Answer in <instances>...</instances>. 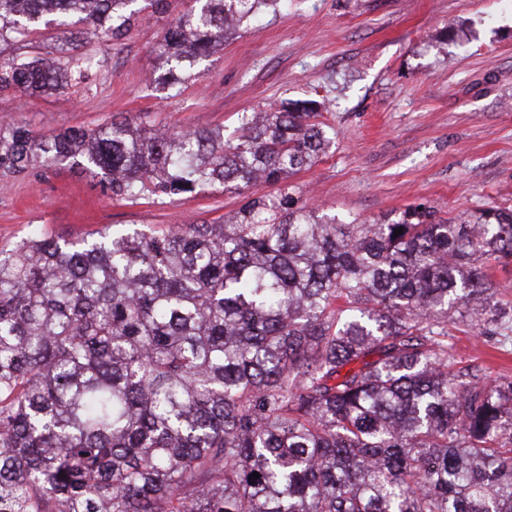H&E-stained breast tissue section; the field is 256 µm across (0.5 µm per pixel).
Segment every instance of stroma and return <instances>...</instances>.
<instances>
[{"label": "stroma", "mask_w": 512, "mask_h": 512, "mask_svg": "<svg viewBox=\"0 0 512 512\" xmlns=\"http://www.w3.org/2000/svg\"><path fill=\"white\" fill-rule=\"evenodd\" d=\"M161 23L138 21L120 44L91 41L97 65L77 93L0 96V126L39 135L134 117L173 131L238 126L244 113L321 95L336 143L289 182L320 212L398 218L425 201L468 217L512 207V6L506 0H290L225 44L178 93L151 91ZM242 195L118 201L99 180L63 164L0 172V249L33 226L72 240L130 224L215 222ZM451 369L478 364L512 378V347L452 326Z\"/></svg>", "instance_id": "1"}]
</instances>
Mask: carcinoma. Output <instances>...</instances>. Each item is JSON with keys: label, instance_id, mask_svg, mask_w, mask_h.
<instances>
[{"label": "carcinoma", "instance_id": "carcinoma-1", "mask_svg": "<svg viewBox=\"0 0 512 512\" xmlns=\"http://www.w3.org/2000/svg\"><path fill=\"white\" fill-rule=\"evenodd\" d=\"M287 3L195 0L151 88L179 91ZM169 6L0 0L1 46L71 33L0 61V93H69L93 59L68 46L118 44ZM335 140L317 101L230 136L126 117L0 132V171L69 162L117 199L253 189L212 224L34 227L0 249V512H512V380L448 370V325L512 337L489 273L512 262V209L321 215L285 181Z\"/></svg>", "mask_w": 512, "mask_h": 512}]
</instances>
